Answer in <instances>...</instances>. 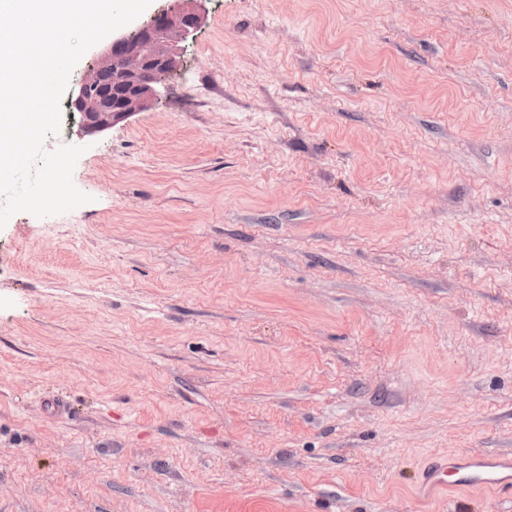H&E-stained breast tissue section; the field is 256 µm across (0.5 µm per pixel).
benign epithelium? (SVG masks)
I'll use <instances>...</instances> for the list:
<instances>
[{"label":"benign epithelium","mask_w":512,"mask_h":512,"mask_svg":"<svg viewBox=\"0 0 512 512\" xmlns=\"http://www.w3.org/2000/svg\"><path fill=\"white\" fill-rule=\"evenodd\" d=\"M202 2L166 0L136 28L112 36L69 96L71 110L80 114V134L102 133L158 102V85L176 73L182 43L203 22ZM102 71L113 74L106 90L98 88Z\"/></svg>","instance_id":"obj_1"}]
</instances>
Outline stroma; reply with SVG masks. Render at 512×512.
I'll use <instances>...</instances> for the list:
<instances>
[{
    "label": "stroma",
    "mask_w": 512,
    "mask_h": 512,
    "mask_svg": "<svg viewBox=\"0 0 512 512\" xmlns=\"http://www.w3.org/2000/svg\"><path fill=\"white\" fill-rule=\"evenodd\" d=\"M90 203L0 229V512H512V0H207ZM421 495L434 497L461 488L512 489V454L473 453L429 458L419 470Z\"/></svg>",
    "instance_id": "obj_1"
}]
</instances>
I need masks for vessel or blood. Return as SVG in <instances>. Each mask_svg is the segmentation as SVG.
Wrapping results in <instances>:
<instances>
[{"label": "vessel or blood", "mask_w": 512, "mask_h": 512, "mask_svg": "<svg viewBox=\"0 0 512 512\" xmlns=\"http://www.w3.org/2000/svg\"><path fill=\"white\" fill-rule=\"evenodd\" d=\"M421 495L433 497L461 488L512 489V454L473 453L429 458L419 470Z\"/></svg>", "instance_id": "obj_1"}]
</instances>
